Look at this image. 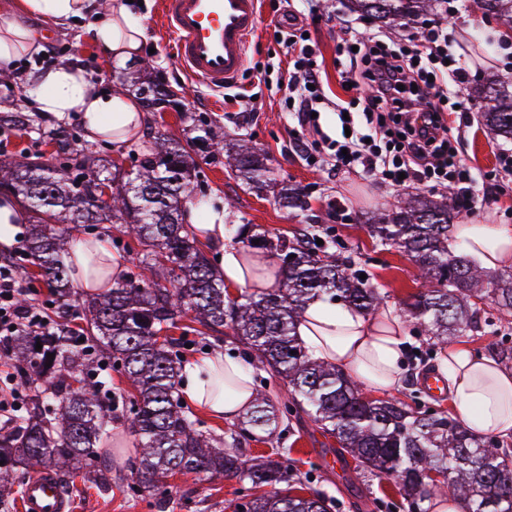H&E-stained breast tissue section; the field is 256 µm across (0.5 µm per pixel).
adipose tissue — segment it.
<instances>
[{
  "label": "adipose tissue",
  "instance_id": "adipose-tissue-1",
  "mask_svg": "<svg viewBox=\"0 0 512 512\" xmlns=\"http://www.w3.org/2000/svg\"><path fill=\"white\" fill-rule=\"evenodd\" d=\"M0 11L13 16L0 27V77L11 75L20 55L43 52L40 36L26 23L30 17L56 29L84 21L89 38L121 61L137 58L146 40L145 27L125 0H114L110 5L105 0H0ZM29 93V103L36 111L60 122L78 118L87 141L92 143L105 140L118 149L131 146L147 123L133 95L101 89L77 65H57L32 75ZM185 219L210 254L216 255L217 270L226 287L255 292L276 287L278 279L266 255L259 251L245 254L230 241L224 201L219 196L189 202ZM454 241L484 269L512 265V226L460 224ZM93 250L105 266L106 276L91 279L81 260L75 266L74 278L85 291L99 293L120 278L123 268L103 240H96ZM295 335L310 356L346 368L367 389L385 395L401 391L405 340L397 315L389 312L379 320L346 305L315 299L301 313ZM441 372L450 401L472 433L512 434V409H504L498 399L502 392L512 395V370L457 345L449 348ZM180 377L182 398L214 416L233 419L252 400L248 390L231 403L213 395L217 378L244 383L252 380L251 371L221 353L185 361Z\"/></svg>",
  "mask_w": 512,
  "mask_h": 512
}]
</instances>
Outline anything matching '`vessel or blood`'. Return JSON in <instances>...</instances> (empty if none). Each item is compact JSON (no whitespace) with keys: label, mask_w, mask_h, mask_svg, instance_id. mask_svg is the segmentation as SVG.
<instances>
[{"label":"vessel or blood","mask_w":512,"mask_h":512,"mask_svg":"<svg viewBox=\"0 0 512 512\" xmlns=\"http://www.w3.org/2000/svg\"><path fill=\"white\" fill-rule=\"evenodd\" d=\"M164 21L175 38V60L195 79L220 90L242 72L250 38L259 28L260 0H162ZM56 475L26 485L23 512H66Z\"/></svg>","instance_id":"obj_1"}]
</instances>
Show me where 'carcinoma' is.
<instances>
[{
	"instance_id": "carcinoma-1",
	"label": "carcinoma",
	"mask_w": 512,
	"mask_h": 512,
	"mask_svg": "<svg viewBox=\"0 0 512 512\" xmlns=\"http://www.w3.org/2000/svg\"><path fill=\"white\" fill-rule=\"evenodd\" d=\"M440 0H354L356 9L386 25L425 15ZM486 17L512 29V0H479ZM512 82L481 75L473 99L486 103L485 125L512 140ZM143 106L153 112L173 102L164 85L140 87ZM29 119L20 112L0 116V134L19 130ZM55 164L34 153L0 164V189L28 205L36 215L24 261L41 277L58 302L52 330L22 329L8 339V350L32 396L0 422V508L12 500L16 471H82L101 491L112 488L108 463L112 419L130 433L139 464L123 485L140 496L164 495L162 479L203 473L212 481L234 480L252 492L246 512H329L334 501L311 481L296 484L283 455L243 457L241 446L260 442L279 426L306 414L336 438V455H350L355 474L370 470L394 478L399 502L374 498L385 512H430L436 499L453 500L466 512H512V446L495 434L474 436L444 409H430L419 393L410 406L398 398L370 399L344 368L313 360L294 335L306 304L326 298L375 313L385 303L354 261L336 251V237L313 226L288 239L255 233L241 225L235 239L260 247L279 265L280 284L259 294L247 289L232 298L215 274L211 258L184 222L190 185L197 179L190 149L156 133L149 154L130 157L131 167L112 163V176L86 173L88 156L66 140H56ZM230 167L251 188L273 194L291 212L309 209L305 192L270 177L263 153L245 145L229 156ZM111 191L102 201L104 188ZM465 213L455 197L418 193L405 205L367 219L370 234L383 245L403 249L417 265L423 288L401 302L407 321L442 348L463 336L484 333L481 312L512 317V273L495 275L448 251V232ZM119 225L118 250L133 256L134 270L94 296L87 306L72 304L73 281L65 257L79 242L74 227L91 231L98 224ZM323 244L316 243V239ZM259 243H254V240ZM86 321L81 333L71 328ZM245 346L241 364L265 365L282 382L284 394L270 397L266 386L253 387V404L232 424L225 448L191 418L177 397L176 338ZM42 349L36 350V344ZM497 361L512 360V345L492 343ZM54 355L53 361L47 355ZM51 366H46V363ZM125 377L130 390L112 392L111 371ZM284 485L278 493L265 486Z\"/></svg>"
}]
</instances>
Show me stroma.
<instances>
[{"mask_svg":"<svg viewBox=\"0 0 512 512\" xmlns=\"http://www.w3.org/2000/svg\"><path fill=\"white\" fill-rule=\"evenodd\" d=\"M160 0H142L137 12L146 28L148 51L140 60L123 62L113 59L101 47L90 44L83 23L59 31L30 19L29 24L43 37L44 53L19 59L14 77L0 80V113L20 112L28 116V128L0 136V161L21 159L23 154L43 150L41 134L67 139L72 147H92L97 157L126 160L127 151L114 150L111 144H88L82 124L77 120L57 122L33 111L28 104L29 77L37 70L56 64H78L91 71L102 87L114 88V72L123 75L148 68L152 78L175 94L176 110L150 113L147 127L173 137H203L192 157L199 171L194 196L223 197L225 221L229 224H256L274 234L293 236L308 225L332 228L356 263L364 265L373 285L387 293L386 307L400 312L401 300L418 291L417 268L402 249L378 245L369 233L366 216L379 208H392L416 194V186L396 190L376 185L360 173H336L326 159L308 162L296 152L294 134L297 122L288 110L283 92L276 83L281 70L288 67V48L276 32L286 13L296 12L297 21L305 25L317 40L327 76L329 98L341 95L336 71V41L346 22H359L358 14L349 11L347 0H316V11H308L302 0H261L258 35L247 49V65L233 85V95H226L193 82L175 61L174 37L162 19ZM433 20L446 21L453 40L464 35L482 36L491 26L483 18L477 0H459L455 12L432 10ZM247 96L249 116L238 113L236 95ZM451 126L459 127L457 148L472 167L484 173L498 170L497 154L503 147L482 126L479 113L460 122L449 115ZM239 135L259 148L267 158L277 179L292 183L308 192L311 208L293 215L280 208L271 193L259 192L241 183L225 163L222 143L225 136ZM336 441L325 434L309 417H301L291 427H280L267 442L243 445L244 454L255 456L273 451L288 453L296 460L300 472L309 473L315 486L336 500L333 512H357L359 498L379 497L395 491L394 480L368 477L365 482L354 478L345 464H333ZM63 485L72 501L71 512H224V502L236 489L235 482H208L205 475L188 474L165 478L162 482L170 501L161 507L157 497L145 494L129 497L119 489L99 492L94 484L81 477L64 479Z\"/></svg>","mask_w":512,"mask_h":512,"instance_id":"1","label":"stroma"}]
</instances>
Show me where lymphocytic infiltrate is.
<instances>
[{
	"label": "lymphocytic infiltrate",
	"mask_w": 512,
	"mask_h": 512,
	"mask_svg": "<svg viewBox=\"0 0 512 512\" xmlns=\"http://www.w3.org/2000/svg\"><path fill=\"white\" fill-rule=\"evenodd\" d=\"M288 55L284 91L298 102V149L304 160L325 154L336 172L358 171L393 187L453 185L467 195L468 214H480L490 200L481 191L486 176L448 150V112L472 111L473 103L463 94L470 68L449 41L447 25L435 22L401 41L346 27L336 47V66L347 96L337 99L336 111L348 114L351 134L339 139L331 138L315 116L326 96L316 41L303 28L292 27ZM32 293L18 276L14 256L1 257L0 355L6 352L1 339L13 328L43 329L44 307L19 302Z\"/></svg>",
	"instance_id": "obj_1"
}]
</instances>
